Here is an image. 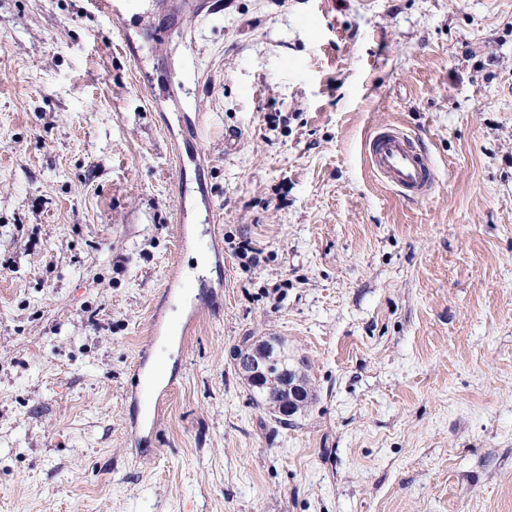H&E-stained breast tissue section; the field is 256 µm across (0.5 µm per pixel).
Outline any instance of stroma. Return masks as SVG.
<instances>
[{"label":"stroma","instance_id":"stroma-1","mask_svg":"<svg viewBox=\"0 0 512 512\" xmlns=\"http://www.w3.org/2000/svg\"><path fill=\"white\" fill-rule=\"evenodd\" d=\"M185 2L0 0V512H512V0ZM369 166L388 184L409 199L426 196L432 185V173L411 139L395 128H382L367 141ZM279 353L280 351L276 349L266 352L264 356H258L248 350L241 353L237 352L236 365L255 385H261L272 372L276 360L274 357ZM286 380L288 381V384L285 385L286 389H288V408H282L280 414L283 417L290 418L293 412L292 403L304 397L305 386L298 379L293 381L289 374ZM279 382V378H273L265 382L263 387L258 388L251 387L248 384L249 389L254 394L256 404L258 406L261 405L264 409L277 417L280 415L279 406L286 399Z\"/></svg>","mask_w":512,"mask_h":512}]
</instances>
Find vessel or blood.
Segmentation results:
<instances>
[{"label":"vessel or blood","mask_w":512,"mask_h":512,"mask_svg":"<svg viewBox=\"0 0 512 512\" xmlns=\"http://www.w3.org/2000/svg\"><path fill=\"white\" fill-rule=\"evenodd\" d=\"M366 156L370 167L406 197L420 199L428 193L431 170L404 133L391 127L377 130L367 142Z\"/></svg>","instance_id":"b4317fda"}]
</instances>
